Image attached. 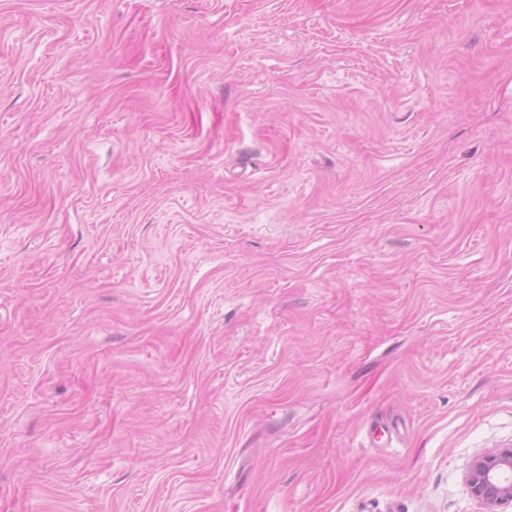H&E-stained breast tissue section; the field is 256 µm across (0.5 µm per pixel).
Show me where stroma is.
Returning <instances> with one entry per match:
<instances>
[{
	"mask_svg": "<svg viewBox=\"0 0 512 512\" xmlns=\"http://www.w3.org/2000/svg\"><path fill=\"white\" fill-rule=\"evenodd\" d=\"M512 445V0H0V512H482ZM466 483L483 512H504L500 510L503 506L512 505V445L475 457Z\"/></svg>",
	"mask_w": 512,
	"mask_h": 512,
	"instance_id": "1",
	"label": "stroma"
}]
</instances>
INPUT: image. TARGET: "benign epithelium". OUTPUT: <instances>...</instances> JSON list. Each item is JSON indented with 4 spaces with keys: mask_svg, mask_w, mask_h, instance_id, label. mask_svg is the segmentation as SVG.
Returning a JSON list of instances; mask_svg holds the SVG:
<instances>
[{
    "mask_svg": "<svg viewBox=\"0 0 512 512\" xmlns=\"http://www.w3.org/2000/svg\"><path fill=\"white\" fill-rule=\"evenodd\" d=\"M466 483L471 496L483 512H502L512 505V445L496 448L475 457L467 471Z\"/></svg>",
    "mask_w": 512,
    "mask_h": 512,
    "instance_id": "7a95c632",
    "label": "benign epithelium"
}]
</instances>
